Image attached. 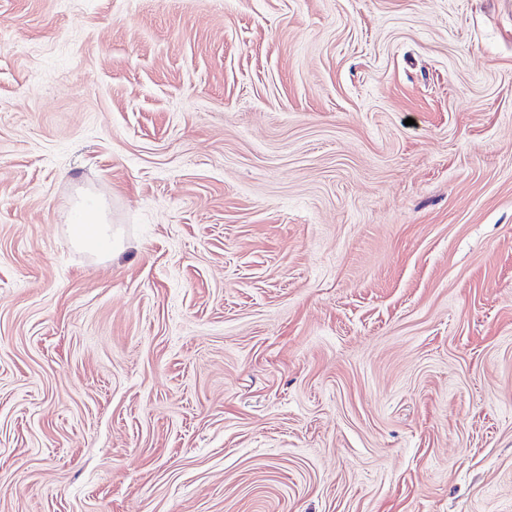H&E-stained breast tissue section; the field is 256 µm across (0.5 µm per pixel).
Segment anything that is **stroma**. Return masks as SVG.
<instances>
[{
	"label": "stroma",
	"instance_id": "obj_1",
	"mask_svg": "<svg viewBox=\"0 0 512 512\" xmlns=\"http://www.w3.org/2000/svg\"><path fill=\"white\" fill-rule=\"evenodd\" d=\"M0 32V512H512V0ZM77 241L87 251L99 252L109 241L105 216L100 208L87 209L82 224H76Z\"/></svg>",
	"mask_w": 512,
	"mask_h": 512
}]
</instances>
